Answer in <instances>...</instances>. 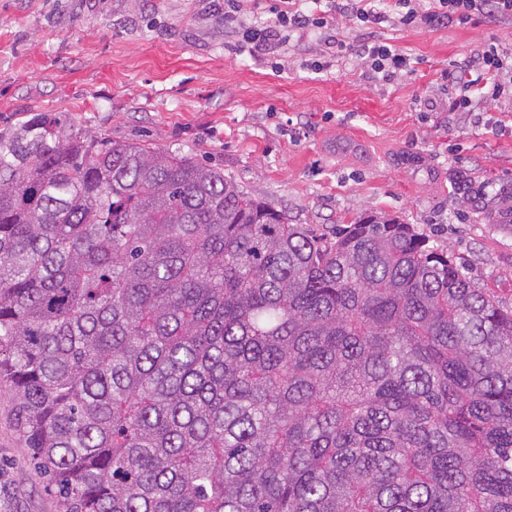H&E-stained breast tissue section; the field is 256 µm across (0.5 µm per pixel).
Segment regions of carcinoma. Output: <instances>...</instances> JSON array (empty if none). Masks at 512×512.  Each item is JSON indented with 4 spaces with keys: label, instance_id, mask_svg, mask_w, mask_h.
<instances>
[{
    "label": "carcinoma",
    "instance_id": "cac0c4a2",
    "mask_svg": "<svg viewBox=\"0 0 512 512\" xmlns=\"http://www.w3.org/2000/svg\"><path fill=\"white\" fill-rule=\"evenodd\" d=\"M0 382L64 512H512V306L52 112L0 129Z\"/></svg>",
    "mask_w": 512,
    "mask_h": 512
}]
</instances>
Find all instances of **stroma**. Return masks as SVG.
I'll return each mask as SVG.
<instances>
[{"label":"stroma","mask_w":512,"mask_h":512,"mask_svg":"<svg viewBox=\"0 0 512 512\" xmlns=\"http://www.w3.org/2000/svg\"><path fill=\"white\" fill-rule=\"evenodd\" d=\"M224 30V0H0V128L55 112L79 131L190 154L328 239L362 213L393 215L512 305V224L461 202L453 180L466 173L491 199L512 188V97L452 112L442 79L449 61L488 45L512 51V24L370 34L337 20L347 43L372 35L416 59L388 83L351 55L306 69L321 54L314 34L307 54L270 56L225 51ZM428 98L436 111H421ZM0 512H63L4 384Z\"/></svg>","instance_id":"stroma-1"}]
</instances>
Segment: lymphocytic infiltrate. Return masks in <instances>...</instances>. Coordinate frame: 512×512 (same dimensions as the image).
I'll list each match as a JSON object with an SVG mask.
<instances>
[{"instance_id": "obj_1", "label": "lymphocytic infiltrate", "mask_w": 512, "mask_h": 512, "mask_svg": "<svg viewBox=\"0 0 512 512\" xmlns=\"http://www.w3.org/2000/svg\"><path fill=\"white\" fill-rule=\"evenodd\" d=\"M259 9L266 15L261 22L255 19ZM338 16L365 29L387 22L404 28L438 27L454 21L465 24L478 16L506 23L512 22V0H224V20L234 26L226 47L234 52L282 47L292 36L328 28ZM325 45L337 55L350 53L362 58L369 72L386 80L413 70L409 55L385 43L351 45L329 38ZM448 78L473 90V97L462 98L453 106L457 112L469 111L473 102L496 100L512 92V54L489 46L477 57L453 64Z\"/></svg>"}]
</instances>
